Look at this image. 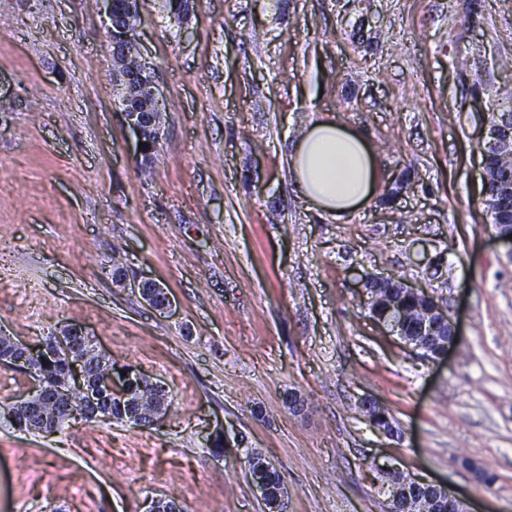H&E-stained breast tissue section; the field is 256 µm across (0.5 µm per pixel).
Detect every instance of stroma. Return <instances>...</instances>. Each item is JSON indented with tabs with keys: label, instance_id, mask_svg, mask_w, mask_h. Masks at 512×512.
<instances>
[{
	"label": "stroma",
	"instance_id": "stroma-1",
	"mask_svg": "<svg viewBox=\"0 0 512 512\" xmlns=\"http://www.w3.org/2000/svg\"><path fill=\"white\" fill-rule=\"evenodd\" d=\"M140 16L166 103L147 177L102 0H0V332L34 345L83 327L172 396L154 428L0 425V512H145L149 497L266 512L249 450L281 473L286 512H386L388 466L512 512V252L482 165L512 90V0H193L184 23L142 0ZM317 120L375 150L378 188L342 220L291 174ZM116 261L161 282L172 312L113 283ZM377 274L458 321L443 362L371 320L361 281ZM359 407L374 428L388 436H394V427L390 417L384 414V407L376 400L362 398L359 401Z\"/></svg>",
	"mask_w": 512,
	"mask_h": 512
}]
</instances>
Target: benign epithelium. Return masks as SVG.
Listing matches in <instances>:
<instances>
[{
  "label": "benign epithelium",
  "mask_w": 512,
  "mask_h": 512,
  "mask_svg": "<svg viewBox=\"0 0 512 512\" xmlns=\"http://www.w3.org/2000/svg\"><path fill=\"white\" fill-rule=\"evenodd\" d=\"M107 3L108 31L111 39L113 58L123 63L130 52L134 51L132 36L133 28L130 19L140 15L141 0H105ZM121 92L119 105L121 114L127 127L133 132L137 141L146 142L149 137L160 140L164 125V115L160 108L156 93L154 76L151 67L140 61L126 67L119 80ZM489 147L501 160H512V132L505 134L498 132L496 126L490 128ZM113 281L123 287L130 286L137 289L141 298L154 310L166 313L172 308L170 296H165L162 304L154 301L152 289L160 284L152 278H129L124 268L117 267L112 270ZM394 288L400 293L423 298L426 301L423 317L418 324V336L410 338L404 335L401 323L386 318H375V321L385 329L389 336L412 346L422 352V356L431 361H442L446 352L461 339V332L457 321L453 320L442 303L425 290L408 285L405 281L392 276L379 275L370 277L363 282V288ZM14 351L12 360L20 367L30 372L36 380L32 395L13 404L12 408L3 414V418L15 423V412L31 408L39 409L44 423L57 419L54 403L67 395V390L77 388L86 395L84 407L69 411V417L80 418L90 422H103L113 419L112 400L127 402L129 421H146V426L153 427L160 423L167 413V409L160 406H149L146 409H135L128 402L127 387L134 370H126L121 375L120 370L107 362V367L91 375L86 366L88 356L80 352H71L66 349L65 339L60 335L46 337L38 346H28L10 336L6 337ZM66 350V361L63 374L48 382L31 365V360H42L58 353L59 349ZM359 407L374 428L388 436H394V427L390 417L384 414V407L370 398H362ZM387 484L390 489L389 503L400 505L401 512H446L453 508L456 512H467L466 504L460 497L446 490V486L431 482L423 478L406 477L399 470L387 472ZM445 491L446 501H441L437 494Z\"/></svg>",
  "instance_id": "obj_1"
}]
</instances>
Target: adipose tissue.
Returning <instances> with one entry per match:
<instances>
[{
	"mask_svg": "<svg viewBox=\"0 0 512 512\" xmlns=\"http://www.w3.org/2000/svg\"><path fill=\"white\" fill-rule=\"evenodd\" d=\"M292 171L302 194L337 218L368 201L379 181L367 140L332 120L316 122L300 139Z\"/></svg>",
	"mask_w": 512,
	"mask_h": 512,
	"instance_id": "ef3b65f1",
	"label": "adipose tissue"
}]
</instances>
